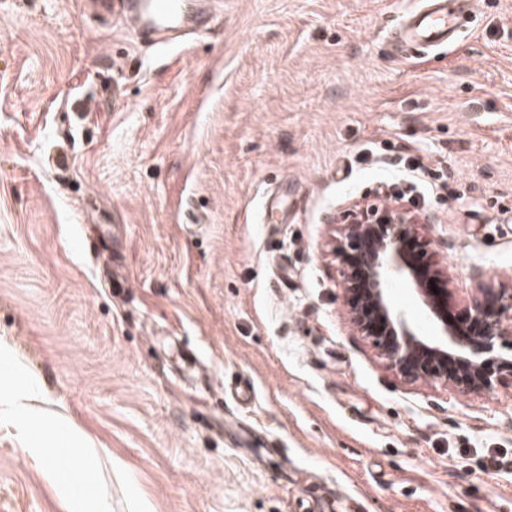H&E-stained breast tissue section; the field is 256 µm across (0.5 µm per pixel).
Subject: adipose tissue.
<instances>
[{
  "label": "adipose tissue",
  "instance_id": "ef3b65f1",
  "mask_svg": "<svg viewBox=\"0 0 512 512\" xmlns=\"http://www.w3.org/2000/svg\"><path fill=\"white\" fill-rule=\"evenodd\" d=\"M1 419L19 424L28 435L26 453L51 478L64 512H112V487L100 477L97 449L90 446L68 417L44 407L37 382L29 381L19 387L0 386ZM49 422L72 442L67 450L69 468L64 473L56 464L55 449L30 438L33 430L43 429Z\"/></svg>",
  "mask_w": 512,
  "mask_h": 512
}]
</instances>
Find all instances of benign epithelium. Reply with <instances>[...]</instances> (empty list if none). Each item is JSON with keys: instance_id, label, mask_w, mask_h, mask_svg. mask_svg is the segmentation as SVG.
Here are the masks:
<instances>
[{"instance_id": "obj_1", "label": "benign epithelium", "mask_w": 512, "mask_h": 512, "mask_svg": "<svg viewBox=\"0 0 512 512\" xmlns=\"http://www.w3.org/2000/svg\"><path fill=\"white\" fill-rule=\"evenodd\" d=\"M410 223L401 205L379 212L355 204L347 210L332 251L344 268L350 323L408 382L431 380L480 392L495 379L512 378V354L487 357L497 342L512 337V289L480 290L466 306V320L456 322L448 315V273L408 242ZM396 280L414 294L434 335L421 334L393 305Z\"/></svg>"}]
</instances>
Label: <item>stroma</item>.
Here are the masks:
<instances>
[{
	"mask_svg": "<svg viewBox=\"0 0 512 512\" xmlns=\"http://www.w3.org/2000/svg\"><path fill=\"white\" fill-rule=\"evenodd\" d=\"M418 5L220 0L157 45L0 0V385L111 454L113 512H512V380L404 381L330 253L400 195L452 315L512 289V0L398 52ZM22 446L0 512H63Z\"/></svg>",
	"mask_w": 512,
	"mask_h": 512,
	"instance_id": "stroma-1",
	"label": "stroma"
}]
</instances>
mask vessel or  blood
Returning a JSON list of instances; mask_svg holds the SVG:
<instances>
[{
    "label": "vessel or blood",
    "mask_w": 512,
    "mask_h": 512,
    "mask_svg": "<svg viewBox=\"0 0 512 512\" xmlns=\"http://www.w3.org/2000/svg\"><path fill=\"white\" fill-rule=\"evenodd\" d=\"M477 0H426L408 13L400 31V45L429 47L450 42L459 18ZM112 18L138 40L172 39L193 34L211 16L197 0H112Z\"/></svg>",
    "instance_id": "1"
}]
</instances>
